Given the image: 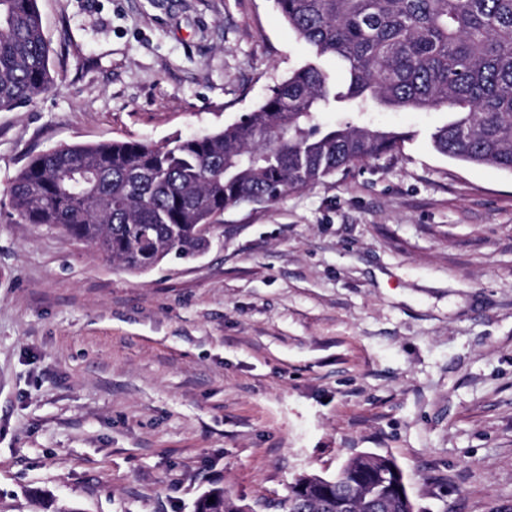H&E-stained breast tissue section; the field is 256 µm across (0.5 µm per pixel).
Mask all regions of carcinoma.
I'll return each mask as SVG.
<instances>
[{"instance_id":"obj_1","label":"carcinoma","mask_w":512,"mask_h":512,"mask_svg":"<svg viewBox=\"0 0 512 512\" xmlns=\"http://www.w3.org/2000/svg\"><path fill=\"white\" fill-rule=\"evenodd\" d=\"M314 56L257 110L220 131L60 146L30 159L11 185L20 224H51L132 273L204 253L203 224L251 202L271 204L336 171L402 147L406 133L354 123L373 108L447 109L431 134L446 157L512 172V0H275ZM333 57L342 78L320 63ZM53 81L37 0H0V111L31 103ZM347 109L336 124L323 112ZM389 456L360 455L334 478L303 475L286 512H414L396 492ZM214 502H208L209 497ZM196 512H240L222 488Z\"/></svg>"}]
</instances>
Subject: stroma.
<instances>
[{"label": "stroma", "mask_w": 512, "mask_h": 512, "mask_svg": "<svg viewBox=\"0 0 512 512\" xmlns=\"http://www.w3.org/2000/svg\"><path fill=\"white\" fill-rule=\"evenodd\" d=\"M37 4L53 85L0 112V512H195L213 487L284 512L361 453L418 512H512V172L435 152L446 111L378 110L399 151L130 273L15 223L17 173L224 129L310 48L274 0Z\"/></svg>", "instance_id": "35a3bbf8"}]
</instances>
